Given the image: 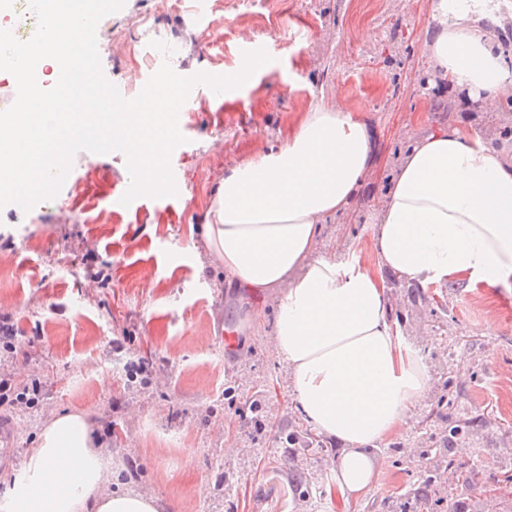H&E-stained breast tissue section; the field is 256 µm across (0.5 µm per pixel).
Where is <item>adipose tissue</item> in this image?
Segmentation results:
<instances>
[{
	"label": "adipose tissue",
	"instance_id": "obj_1",
	"mask_svg": "<svg viewBox=\"0 0 512 512\" xmlns=\"http://www.w3.org/2000/svg\"><path fill=\"white\" fill-rule=\"evenodd\" d=\"M493 0H437L424 32L435 76L494 107L512 66L483 31ZM363 113L319 104L287 142L232 169L202 226L208 252L236 287L273 295V343L298 409L342 444L340 501L369 492L382 472L373 446L425 401L420 351L392 318L384 272L426 289L450 281L512 286V155L462 125L410 147L374 210V263L359 254L315 257L323 224L347 209L374 165ZM106 461L85 415L43 430L7 512H157L153 500L103 487Z\"/></svg>",
	"mask_w": 512,
	"mask_h": 512
}]
</instances>
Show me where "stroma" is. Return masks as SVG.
I'll use <instances>...</instances> for the list:
<instances>
[{
	"mask_svg": "<svg viewBox=\"0 0 512 512\" xmlns=\"http://www.w3.org/2000/svg\"><path fill=\"white\" fill-rule=\"evenodd\" d=\"M433 3L182 0L174 10L170 0H124L98 26V51L112 58L103 73L127 99L165 62L183 76H225L247 52L271 60L223 97L191 89L178 116L185 141L170 158L176 195L122 204L131 183L122 154L82 150L55 198L0 209V269L10 274L0 314L19 339L18 381L36 375L44 385L37 406L0 412L18 427L0 495L23 478L41 431L78 411L93 431L112 428L109 489L150 497L158 512H400L401 495L432 467L423 450L445 430L434 412L448 395L457 415L483 425L455 455L472 483L439 470V512H512V483L497 488L512 470V289L452 281L415 302L409 283L385 273L404 338L424 355L429 397L375 449L378 485L336 505L328 488L340 443L287 440L307 423L271 341L274 299L230 286L201 236L225 173L284 145L315 104L364 113L377 143V175L323 226L321 256L368 252L374 209L422 134L450 123L494 128V113L464 111L457 88L428 76L421 39ZM228 329L240 336L231 359ZM125 336L128 350L112 352L110 340ZM136 356L158 368L151 385L128 376Z\"/></svg>",
	"mask_w": 512,
	"mask_h": 512,
	"instance_id": "obj_1",
	"label": "stroma"
}]
</instances>
